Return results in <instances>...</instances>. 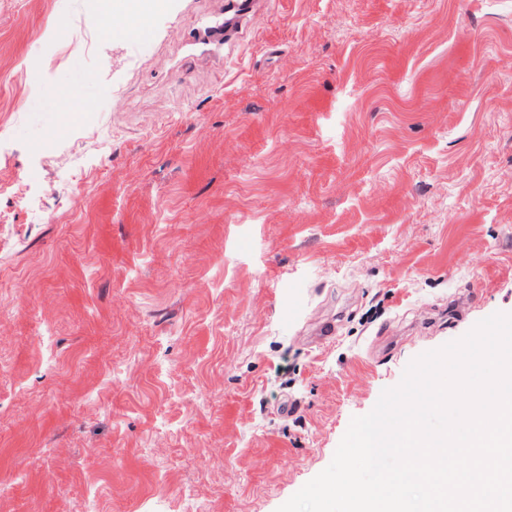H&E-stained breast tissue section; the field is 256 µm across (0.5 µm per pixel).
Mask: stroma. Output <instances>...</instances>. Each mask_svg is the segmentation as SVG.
Wrapping results in <instances>:
<instances>
[{
    "instance_id": "35a3bbf8",
    "label": "stroma",
    "mask_w": 512,
    "mask_h": 512,
    "mask_svg": "<svg viewBox=\"0 0 512 512\" xmlns=\"http://www.w3.org/2000/svg\"><path fill=\"white\" fill-rule=\"evenodd\" d=\"M109 10L0 0V512H277L512 314V0Z\"/></svg>"
}]
</instances>
